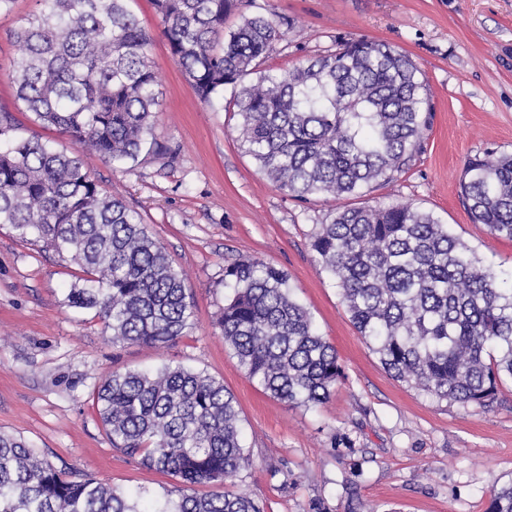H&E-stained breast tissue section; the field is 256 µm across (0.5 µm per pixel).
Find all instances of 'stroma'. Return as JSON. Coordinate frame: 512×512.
I'll list each match as a JSON object with an SVG mask.
<instances>
[{
  "instance_id": "35a3bbf8",
  "label": "stroma",
  "mask_w": 512,
  "mask_h": 512,
  "mask_svg": "<svg viewBox=\"0 0 512 512\" xmlns=\"http://www.w3.org/2000/svg\"><path fill=\"white\" fill-rule=\"evenodd\" d=\"M289 20L267 67L286 71L334 51L339 38L395 46L422 70L432 119L411 169L362 197L365 205L408 203L434 213L502 280L512 279V240L473 223L460 196L466 160L512 153V0H255ZM37 8L13 0L0 13V110L18 133L57 147L67 136L22 111L9 75L13 32ZM152 36L150 64L161 91L155 125L165 154L129 170L95 153L83 161L104 193L126 200L166 249L194 303V325L163 348L113 345L94 311L65 306L79 271L42 242L0 226V433L25 439L56 468L156 497L178 479L116 452L94 394L113 371L181 364L222 380L241 411L253 458L240 484L267 512H486L495 483L512 478V381L490 406L440 401L396 380L355 329L309 237L337 200L300 201L276 188L238 140L225 104L195 95L172 57L152 0H129ZM242 255L283 269L294 296L336 348L344 378L328 402L306 407L271 397L241 369L215 325L230 294L224 267ZM349 437L351 447L338 445ZM290 478H283V471Z\"/></svg>"
}]
</instances>
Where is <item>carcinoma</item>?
<instances>
[{"instance_id":"cac0c4a2","label":"carcinoma","mask_w":512,"mask_h":512,"mask_svg":"<svg viewBox=\"0 0 512 512\" xmlns=\"http://www.w3.org/2000/svg\"><path fill=\"white\" fill-rule=\"evenodd\" d=\"M13 32L11 79L23 111L58 128V150L14 135L0 113V225L68 255L83 276L65 304L93 310L112 344L169 345L192 328L194 304L164 247L140 214L101 192L81 158L114 168L154 137L160 91L148 58L151 35L127 0H37ZM161 33L199 100L234 90L245 151L291 196L358 198L406 173L431 120L424 76L408 55L368 39L285 72L261 68L282 37L273 11L253 0H154ZM236 14L239 24L226 31ZM461 199L475 224L512 240V153L487 150L463 168ZM317 263L336 281L352 322L397 379L450 402L486 407L512 379V286L433 213L410 204L346 205L310 235ZM231 295L216 325L249 379L293 404L327 402L343 378L336 350L297 302L288 275L254 256L224 267ZM96 407L113 449L180 479L176 499H140L41 458L0 433V512H265L244 492L199 496L252 465L241 416L224 382L181 365L114 372ZM486 512H512V481L493 489Z\"/></svg>"}]
</instances>
